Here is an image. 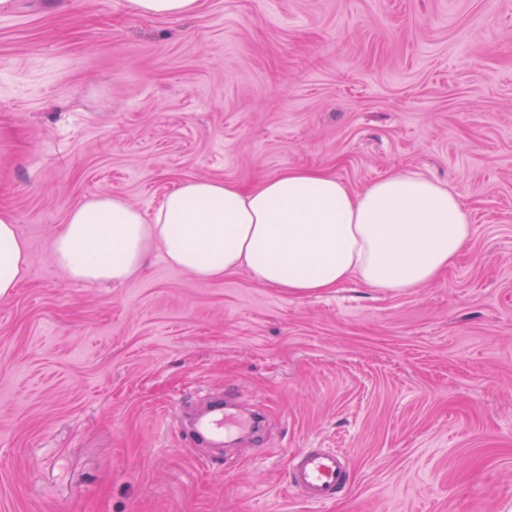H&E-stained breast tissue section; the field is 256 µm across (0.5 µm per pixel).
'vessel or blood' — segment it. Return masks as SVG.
I'll return each instance as SVG.
<instances>
[{
  "label": "vessel or blood",
  "mask_w": 512,
  "mask_h": 512,
  "mask_svg": "<svg viewBox=\"0 0 512 512\" xmlns=\"http://www.w3.org/2000/svg\"><path fill=\"white\" fill-rule=\"evenodd\" d=\"M230 426L224 416V395L215 393L208 412L196 418L185 435L191 447L202 448L213 441L223 440ZM348 464L339 453L322 448H310L292 459L288 486L299 498L313 504L334 501L345 487Z\"/></svg>",
  "instance_id": "b4317fda"
}]
</instances>
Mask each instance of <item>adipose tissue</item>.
Returning a JSON list of instances; mask_svg holds the SVG:
<instances>
[{
    "mask_svg": "<svg viewBox=\"0 0 512 512\" xmlns=\"http://www.w3.org/2000/svg\"><path fill=\"white\" fill-rule=\"evenodd\" d=\"M142 18H182L200 0H126ZM471 218L446 184L397 171L360 192L331 171L289 167L250 188L192 179L152 216L107 192L74 207L51 244L70 281L120 284L161 251L167 264L201 280L245 270L293 297L347 281L402 292L437 279L459 259ZM26 247L12 214L0 212V297L18 288Z\"/></svg>",
    "mask_w": 512,
    "mask_h": 512,
    "instance_id": "adipose-tissue-1",
    "label": "adipose tissue"
}]
</instances>
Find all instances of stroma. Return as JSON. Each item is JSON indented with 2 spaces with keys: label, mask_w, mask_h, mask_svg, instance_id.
Returning <instances> with one entry per match:
<instances>
[{
  "label": "stroma",
  "mask_w": 512,
  "mask_h": 512,
  "mask_svg": "<svg viewBox=\"0 0 512 512\" xmlns=\"http://www.w3.org/2000/svg\"><path fill=\"white\" fill-rule=\"evenodd\" d=\"M296 166L444 182L472 237L399 293L52 265L96 194L149 216L183 181ZM0 210L27 248L0 297V512H512V0H14ZM218 391L264 412L261 441L190 447L182 409ZM307 448L346 456L333 503L288 490ZM201 0H127L130 14L142 18H182L195 14Z\"/></svg>",
  "instance_id": "stroma-1"
}]
</instances>
